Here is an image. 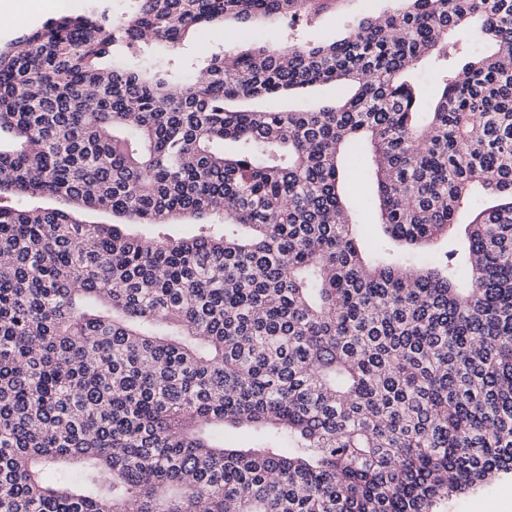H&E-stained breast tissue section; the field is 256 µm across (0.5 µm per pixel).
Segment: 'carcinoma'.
<instances>
[{"label": "carcinoma", "mask_w": 512, "mask_h": 512, "mask_svg": "<svg viewBox=\"0 0 512 512\" xmlns=\"http://www.w3.org/2000/svg\"><path fill=\"white\" fill-rule=\"evenodd\" d=\"M129 2L0 48V512H433L511 471L512 0H394L331 43L336 0ZM228 18L302 38L180 54ZM477 187L464 254L417 252ZM336 101V88L331 84H316L306 88L298 99V104L313 107L333 104Z\"/></svg>", "instance_id": "cac0c4a2"}]
</instances>
